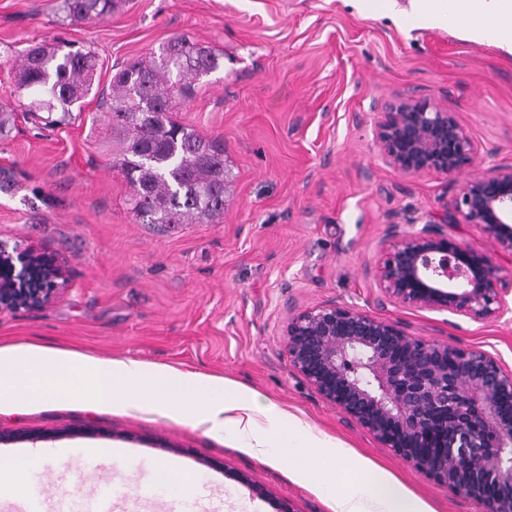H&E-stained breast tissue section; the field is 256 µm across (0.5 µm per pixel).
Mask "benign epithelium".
Returning a JSON list of instances; mask_svg holds the SVG:
<instances>
[{"mask_svg": "<svg viewBox=\"0 0 512 512\" xmlns=\"http://www.w3.org/2000/svg\"><path fill=\"white\" fill-rule=\"evenodd\" d=\"M377 146L398 170L450 177L476 163L477 148L452 113L404 99L390 107ZM476 224L480 246L427 224L386 245L377 277L386 300L473 318L512 311L497 287V258L512 253V167L473 174L450 203ZM67 273L53 258L0 242V309L53 301ZM294 366L320 395L435 483L489 512H512V373L480 349L409 336L400 326L330 304L288 326Z\"/></svg>", "mask_w": 512, "mask_h": 512, "instance_id": "obj_1", "label": "benign epithelium"}]
</instances>
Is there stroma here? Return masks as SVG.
I'll use <instances>...</instances> for the list:
<instances>
[{
  "instance_id": "obj_1",
  "label": "stroma",
  "mask_w": 512,
  "mask_h": 512,
  "mask_svg": "<svg viewBox=\"0 0 512 512\" xmlns=\"http://www.w3.org/2000/svg\"><path fill=\"white\" fill-rule=\"evenodd\" d=\"M60 0H0V242L54 256L68 274L38 308L0 310V345L220 377L335 439L398 482L424 512H487L435 484L322 398L288 353L293 318L325 304L400 325L418 339L476 348L512 371V314L473 319L385 300L375 271L384 240L443 215L472 174H405L380 155L387 106L425 100L453 112L478 148L475 169L512 166V55L435 27L359 14L349 0H113L73 21ZM177 36L224 54L175 117L224 144V214L209 224H141L112 166V77ZM35 44L92 52L91 92L71 120L29 112L16 91ZM95 446L118 449L98 462ZM40 461L47 502L125 488L112 512H333L317 483H344L331 461L309 479L203 430L142 415L49 406L0 414V455ZM172 463L189 502L143 500L152 469Z\"/></svg>"
}]
</instances>
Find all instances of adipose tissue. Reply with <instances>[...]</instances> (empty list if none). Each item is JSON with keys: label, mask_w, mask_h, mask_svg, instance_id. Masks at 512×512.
Here are the masks:
<instances>
[{"label": "adipose tissue", "mask_w": 512, "mask_h": 512, "mask_svg": "<svg viewBox=\"0 0 512 512\" xmlns=\"http://www.w3.org/2000/svg\"><path fill=\"white\" fill-rule=\"evenodd\" d=\"M361 14L397 23L446 27L460 37L512 53V0H351ZM109 409L176 421L276 461L302 464L310 449L334 462L342 446L290 414L264 411L242 386L221 378L135 358L112 359L36 345L0 347V412L47 405ZM333 512H423L387 477L355 480L347 491L328 485Z\"/></svg>", "instance_id": "adipose-tissue-1"}]
</instances>
